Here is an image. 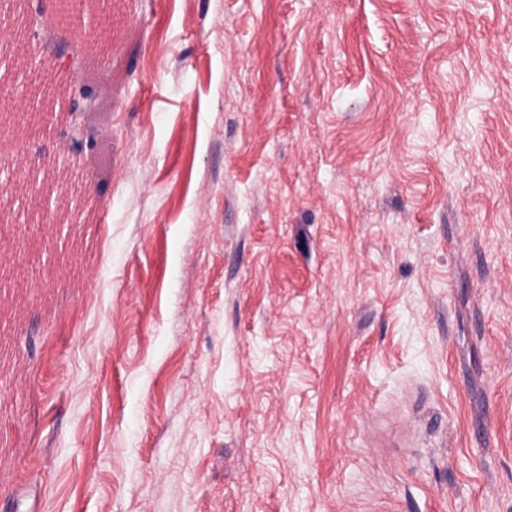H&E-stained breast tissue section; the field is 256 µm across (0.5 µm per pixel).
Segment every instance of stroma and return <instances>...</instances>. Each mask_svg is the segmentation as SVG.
<instances>
[{
	"instance_id": "obj_1",
	"label": "stroma",
	"mask_w": 512,
	"mask_h": 512,
	"mask_svg": "<svg viewBox=\"0 0 512 512\" xmlns=\"http://www.w3.org/2000/svg\"><path fill=\"white\" fill-rule=\"evenodd\" d=\"M86 5L9 63L0 512H512V0ZM55 53L64 58V66L70 72L68 126L61 128L59 135L66 142L69 151L75 155L97 154L101 149V142L106 136L103 130L95 133L87 124L88 115L98 109V96L94 87L85 81L78 72L71 69L69 54L65 48L59 46Z\"/></svg>"
}]
</instances>
